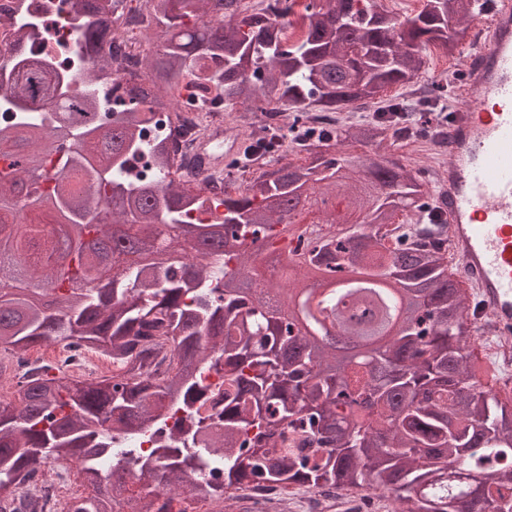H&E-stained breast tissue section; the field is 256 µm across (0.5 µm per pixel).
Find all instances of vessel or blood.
Wrapping results in <instances>:
<instances>
[{"instance_id": "b4317fda", "label": "vessel or blood", "mask_w": 512, "mask_h": 512, "mask_svg": "<svg viewBox=\"0 0 512 512\" xmlns=\"http://www.w3.org/2000/svg\"><path fill=\"white\" fill-rule=\"evenodd\" d=\"M448 128V179L435 198L448 226V265L476 295L496 336L512 334V0H491ZM240 138L212 129L195 146L222 168Z\"/></svg>"}]
</instances>
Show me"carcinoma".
Masks as SVG:
<instances>
[{
	"mask_svg": "<svg viewBox=\"0 0 512 512\" xmlns=\"http://www.w3.org/2000/svg\"><path fill=\"white\" fill-rule=\"evenodd\" d=\"M69 3L86 19L78 37L88 43L87 84L111 78L105 44L118 0ZM236 4L137 0L150 51L135 97L171 109L174 87L205 81L231 112L253 109L267 85L296 112L376 109L319 131L305 162L258 172L236 198L185 190L166 143L143 148L140 112L97 123L96 98L68 97L66 77L41 59L0 79L17 109L43 113L0 126V349L55 341L97 349L123 369L119 380L69 382L43 365L21 382L18 403L0 402V512H35L33 501L11 503L48 457L78 464L92 489L70 512H157V488L171 503L256 486L355 491L368 480L396 495L394 512H512V402L481 383L484 369L464 344L471 323L445 263L448 230L428 221L426 183L397 161L355 166L342 152L411 128L395 113L424 108L373 90L414 82L430 45L452 55L439 35L474 18L476 0H424L401 20L383 0H310L294 40L288 0L275 17ZM212 56L224 71L207 75ZM302 191L339 202L323 224L345 226L343 237H304L288 217ZM44 211L67 260L33 267L13 226ZM161 227L178 234L181 251L155 245ZM391 233L397 246L388 249ZM281 240L291 258L279 279L246 288L262 276L261 250ZM325 260L357 276L345 290L355 309H332L337 336L364 347L362 363H385L359 385L341 367L336 336L309 341L285 314L290 293ZM388 283L410 299L393 334ZM272 293L277 307L267 305ZM112 433L155 442L118 460L145 495L99 472ZM206 453L223 460V479L187 481Z\"/></svg>",
	"mask_w": 512,
	"mask_h": 512,
	"instance_id": "cac0c4a2",
	"label": "carcinoma"
}]
</instances>
